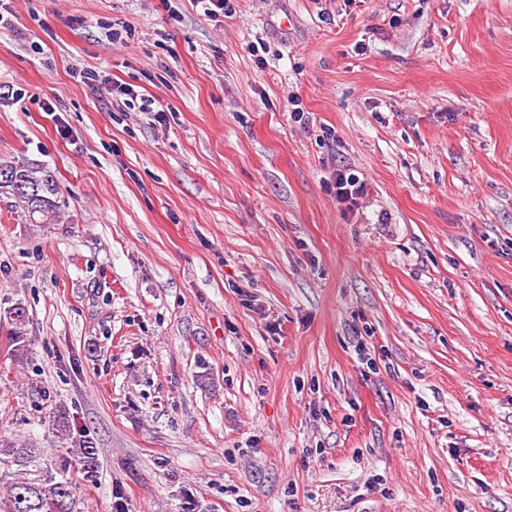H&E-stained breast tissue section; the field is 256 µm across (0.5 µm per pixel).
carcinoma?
Wrapping results in <instances>:
<instances>
[{
	"mask_svg": "<svg viewBox=\"0 0 512 512\" xmlns=\"http://www.w3.org/2000/svg\"><path fill=\"white\" fill-rule=\"evenodd\" d=\"M60 187L45 165L25 160L0 161V198H11L21 208L28 224H51L58 218ZM3 320L17 355L26 350L28 316L25 306L16 303L3 310ZM48 429L67 450L61 466H74L93 480L97 473V448L88 434L72 432L65 412L48 416ZM0 482L7 496L0 500V512H71L70 483L56 480L43 458V451L30 443L0 439Z\"/></svg>",
	"mask_w": 512,
	"mask_h": 512,
	"instance_id": "cac0c4a2",
	"label": "carcinoma"
}]
</instances>
